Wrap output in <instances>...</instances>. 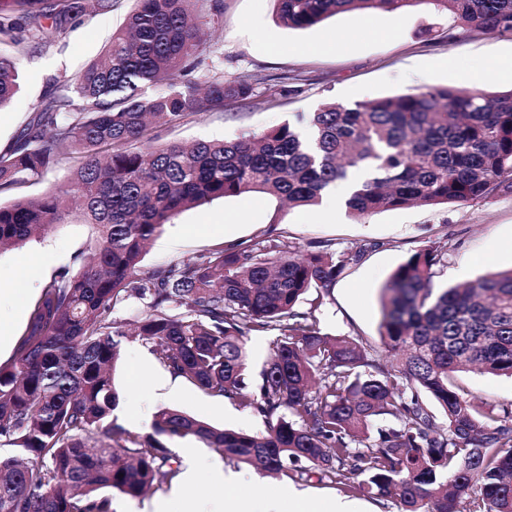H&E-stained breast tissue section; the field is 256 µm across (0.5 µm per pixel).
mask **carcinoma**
I'll use <instances>...</instances> for the list:
<instances>
[{
    "label": "carcinoma",
    "mask_w": 512,
    "mask_h": 512,
    "mask_svg": "<svg viewBox=\"0 0 512 512\" xmlns=\"http://www.w3.org/2000/svg\"><path fill=\"white\" fill-rule=\"evenodd\" d=\"M274 2L291 29L424 6L462 27L512 32V0ZM13 4L0 12V43L21 44L29 24V39L49 45L82 11L79 0ZM215 8L136 0L103 58L42 100L0 152V192L63 158L76 163L68 187L0 203V249L66 223L73 202L94 229L87 257L46 283L13 360L0 365V512H113L115 492L160 491L179 473L161 436L193 437L262 474H314L377 497L396 489L398 512H512V424L453 381L463 371L512 378V269L438 287L448 248L416 250L381 288L376 347L322 333L316 315L360 248L338 255L268 237L141 273L146 245L178 214L246 192L312 206L357 175L345 202L354 218L512 192V90L422 86L331 100L264 132L163 144L162 129L257 97L254 82L219 72L201 84L180 80L205 63L197 20ZM163 77L166 90L146 94ZM19 89L15 64L0 57V109ZM132 299L145 303L137 335L170 374L251 410L265 430L220 429L170 408L145 437L115 426L127 327L118 311ZM266 331L277 336L253 378L247 339Z\"/></svg>",
    "instance_id": "obj_1"
}]
</instances>
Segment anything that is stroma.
<instances>
[{"label": "stroma", "mask_w": 512, "mask_h": 512, "mask_svg": "<svg viewBox=\"0 0 512 512\" xmlns=\"http://www.w3.org/2000/svg\"><path fill=\"white\" fill-rule=\"evenodd\" d=\"M220 4V13L205 17L202 24L210 52L207 63L225 78L258 80V97L251 103L228 102L223 109L193 117L165 132V140L233 139L277 126L296 113L314 111L329 100L391 97L424 85L459 87L465 83V73L473 71L481 73V87L492 92L506 88L491 63L512 55L508 33L473 32L421 9L399 16L383 11L365 17L343 13L310 29H290L278 22L273 0H220ZM134 7V0H114L110 13L78 15L47 46L18 51L0 45L1 53L13 56L21 80L18 96L0 110V152L13 144L35 107L58 83L73 80L102 55L113 31ZM284 85L289 94H281ZM271 228L304 249L315 241L339 253L367 245L363 258L348 265L337 279L318 318L324 333L373 345L378 342L382 285L408 255L424 245H451L437 269L436 281L442 285L512 267V193L463 205L384 211L355 220L343 212L326 215L319 206L282 207L264 194L249 192L183 211L151 241L142 270L149 273L222 246L254 243ZM90 235V226L73 219L21 248L0 251V289L21 283L27 288L21 311L0 309V319L9 323L13 341L23 335L44 284L61 267L72 265ZM23 257L38 262L33 276L21 270L18 261ZM142 363L147 364V373H138ZM165 373L140 337H121L115 371L120 400L137 401L143 414L141 423L127 424V431L141 436L152 433L156 413L166 407L221 429L264 431L260 416L209 396L185 379H178L174 396H166L158 386ZM454 381L466 397L498 406L512 404L510 378L466 372L457 374ZM237 474L234 484L201 479L199 496L261 499L290 486L323 505L344 499L354 503L358 512H397L396 497L377 498L314 477L260 475L245 467L238 468Z\"/></svg>", "instance_id": "35a3bbf8"}]
</instances>
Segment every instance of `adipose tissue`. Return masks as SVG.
<instances>
[{
    "instance_id": "ef3b65f1",
    "label": "adipose tissue",
    "mask_w": 512,
    "mask_h": 512,
    "mask_svg": "<svg viewBox=\"0 0 512 512\" xmlns=\"http://www.w3.org/2000/svg\"><path fill=\"white\" fill-rule=\"evenodd\" d=\"M216 481L235 482L236 474L224 473L219 464L203 460H192L182 476V482L175 488L170 499L158 502L153 512H280L278 500H257L239 498L232 503L222 501L204 502L198 499L195 488L200 477Z\"/></svg>"
}]
</instances>
